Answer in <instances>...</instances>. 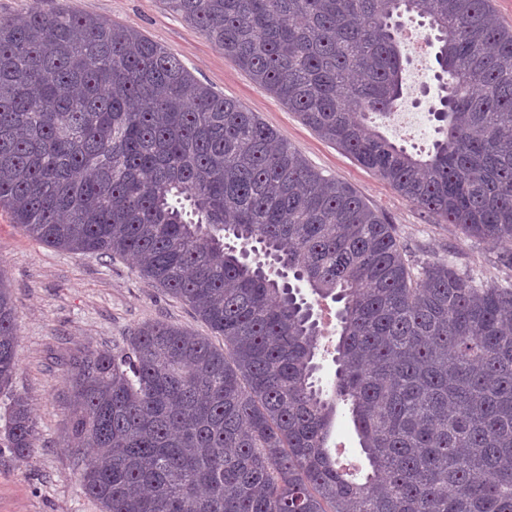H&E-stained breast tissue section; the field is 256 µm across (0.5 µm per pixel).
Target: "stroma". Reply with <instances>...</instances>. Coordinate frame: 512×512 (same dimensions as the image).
<instances>
[{
  "label": "stroma",
  "mask_w": 512,
  "mask_h": 512,
  "mask_svg": "<svg viewBox=\"0 0 512 512\" xmlns=\"http://www.w3.org/2000/svg\"><path fill=\"white\" fill-rule=\"evenodd\" d=\"M37 1L47 10L65 6L135 27L174 53L199 82L256 113L314 168L352 186L370 208L394 224L410 262L445 258L461 271L477 269L495 281L512 279V270L496 262L499 246L463 237L400 197L386 181L305 126L231 55L170 11L164 0ZM435 52L428 47L421 59L410 50L402 52V99L405 109L419 113L418 127H399L390 118L379 123L390 141L425 152L437 137L434 114L440 108ZM0 275L13 295L20 356L8 390L0 393V414L11 398L22 397L39 432L36 447L25 459L0 450V512H99L83 487L84 453L64 439L69 357L92 348L125 346L130 330L147 320H163L202 336L209 330L188 305L143 281L132 261L49 247L14 224L3 207Z\"/></svg>",
  "instance_id": "35a3bbf8"
}]
</instances>
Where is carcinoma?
I'll return each instance as SVG.
<instances>
[{"mask_svg":"<svg viewBox=\"0 0 512 512\" xmlns=\"http://www.w3.org/2000/svg\"><path fill=\"white\" fill-rule=\"evenodd\" d=\"M321 138L431 218L512 246V29L492 0H165ZM439 33L427 158L372 116L402 96L400 19ZM0 207L46 245L129 257L224 340L161 320L72 357L67 440L99 512H512V281L438 259L131 26L0 17ZM342 304L332 392L291 281ZM19 365L0 279V391ZM348 406L361 479L327 442ZM38 432L8 404L0 444Z\"/></svg>","mask_w":512,"mask_h":512,"instance_id":"cac0c4a2","label":"carcinoma"}]
</instances>
